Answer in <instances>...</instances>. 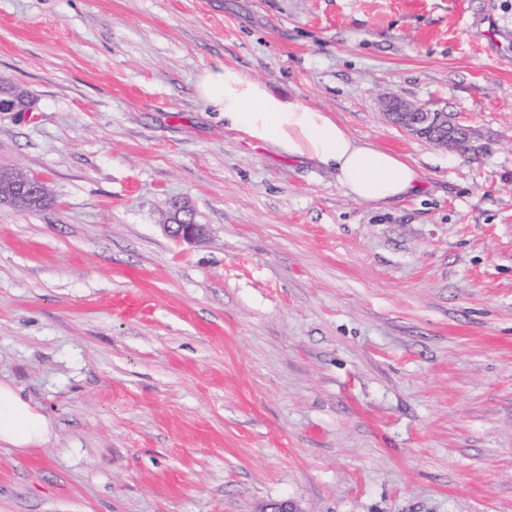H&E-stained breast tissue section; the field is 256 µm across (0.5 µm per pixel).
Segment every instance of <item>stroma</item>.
<instances>
[{
    "mask_svg": "<svg viewBox=\"0 0 512 512\" xmlns=\"http://www.w3.org/2000/svg\"><path fill=\"white\" fill-rule=\"evenodd\" d=\"M512 0H0V512H512ZM241 71L407 156L376 209L225 128ZM396 94L479 154L416 140ZM207 233L173 242L167 203ZM380 105L387 118L409 136L427 140L449 152H457L459 138L476 141L480 135L477 129L461 124L453 114L434 111L398 96H384ZM52 437L49 417L0 382V446L25 451L47 445Z\"/></svg>",
    "mask_w": 512,
    "mask_h": 512,
    "instance_id": "obj_1",
    "label": "stroma"
}]
</instances>
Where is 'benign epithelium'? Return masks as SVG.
I'll return each mask as SVG.
<instances>
[{
	"instance_id": "7a95c632",
	"label": "benign epithelium",
	"mask_w": 512,
	"mask_h": 512,
	"mask_svg": "<svg viewBox=\"0 0 512 512\" xmlns=\"http://www.w3.org/2000/svg\"><path fill=\"white\" fill-rule=\"evenodd\" d=\"M380 105L387 118L409 136L427 140L449 152H457L461 137L478 140L477 129L461 124L448 112L434 111L394 95L382 97ZM163 230L177 242H194L205 236L206 225L197 222L195 210L188 203L173 200Z\"/></svg>"
}]
</instances>
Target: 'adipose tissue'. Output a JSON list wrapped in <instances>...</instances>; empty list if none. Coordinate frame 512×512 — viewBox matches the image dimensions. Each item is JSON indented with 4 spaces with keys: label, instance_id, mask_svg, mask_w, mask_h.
<instances>
[{
    "label": "adipose tissue",
    "instance_id": "adipose-tissue-1",
    "mask_svg": "<svg viewBox=\"0 0 512 512\" xmlns=\"http://www.w3.org/2000/svg\"><path fill=\"white\" fill-rule=\"evenodd\" d=\"M200 94L223 112L228 129L334 170L357 201L379 208L422 188L417 166L405 156L356 138L328 113L275 96L240 71L207 72ZM52 436L49 417L0 382V446L25 451L47 445Z\"/></svg>",
    "mask_w": 512,
    "mask_h": 512
}]
</instances>
